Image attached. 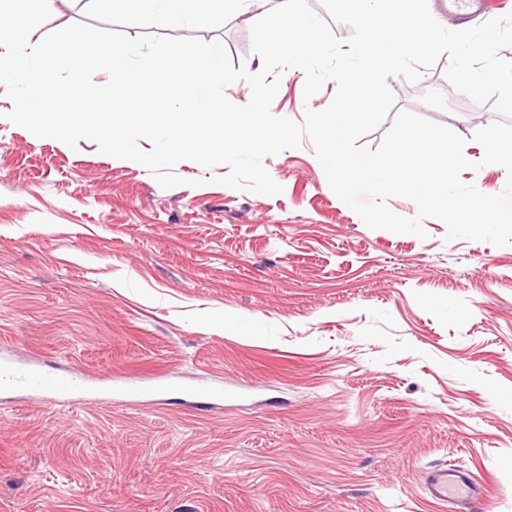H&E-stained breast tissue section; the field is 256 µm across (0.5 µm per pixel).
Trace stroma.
<instances>
[{"instance_id": "obj_1", "label": "stroma", "mask_w": 512, "mask_h": 512, "mask_svg": "<svg viewBox=\"0 0 512 512\" xmlns=\"http://www.w3.org/2000/svg\"><path fill=\"white\" fill-rule=\"evenodd\" d=\"M70 22L135 37L219 40L258 71L248 15L159 27L119 0H62ZM388 84L396 110L442 123L480 160L498 118L447 81ZM304 76L271 110L302 121ZM0 98V362L95 380L162 377L154 401L54 402L0 390V512H444L423 474L451 465L512 512V246L372 230L331 190L310 140L267 157L283 188L218 184L183 161L161 188L141 165L38 138ZM249 327L224 332L225 317ZM230 393L223 409L182 388Z\"/></svg>"}]
</instances>
